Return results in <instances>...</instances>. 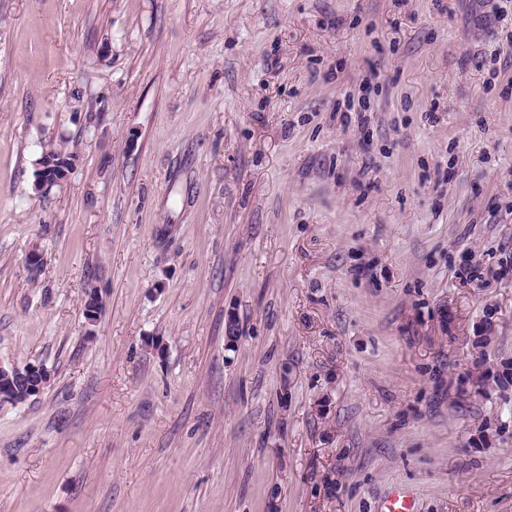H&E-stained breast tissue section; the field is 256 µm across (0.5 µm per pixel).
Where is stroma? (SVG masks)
Segmentation results:
<instances>
[{"mask_svg": "<svg viewBox=\"0 0 512 512\" xmlns=\"http://www.w3.org/2000/svg\"><path fill=\"white\" fill-rule=\"evenodd\" d=\"M29 364L0 512H512V0H0ZM72 167V159L61 156H47L42 160L40 170L43 173L39 181L40 188L63 179ZM413 497L403 488H395L384 501L381 512H415Z\"/></svg>", "mask_w": 512, "mask_h": 512, "instance_id": "stroma-1", "label": "stroma"}]
</instances>
